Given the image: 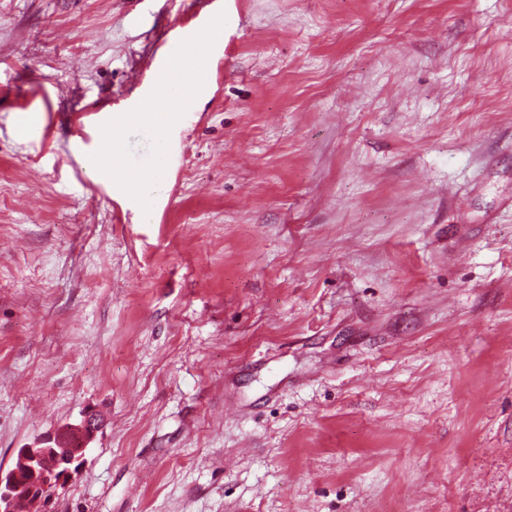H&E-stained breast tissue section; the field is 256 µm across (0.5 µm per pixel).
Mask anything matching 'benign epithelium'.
Returning a JSON list of instances; mask_svg holds the SVG:
<instances>
[{
  "label": "benign epithelium",
  "mask_w": 512,
  "mask_h": 512,
  "mask_svg": "<svg viewBox=\"0 0 512 512\" xmlns=\"http://www.w3.org/2000/svg\"><path fill=\"white\" fill-rule=\"evenodd\" d=\"M100 426L99 418L91 414L79 424L68 426L34 446L19 449L12 468L5 470L0 467V486L7 484L23 490L32 504L40 503L78 470L74 465L75 459L68 453L72 438L79 439L80 447L75 452L80 453Z\"/></svg>",
  "instance_id": "7a95c632"
}]
</instances>
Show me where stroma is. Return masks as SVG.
<instances>
[{
    "label": "stroma",
    "mask_w": 512,
    "mask_h": 512,
    "mask_svg": "<svg viewBox=\"0 0 512 512\" xmlns=\"http://www.w3.org/2000/svg\"><path fill=\"white\" fill-rule=\"evenodd\" d=\"M91 409L47 512H512V0H0V466ZM205 44L204 31L201 30L195 34L190 44L189 69L193 71L210 70L211 57L204 52ZM189 50L184 48L172 53L168 60L169 76L167 81L158 87L155 94L141 104V110L130 111L128 117L131 122H138L141 119L140 112L150 110L155 101H162L170 109L169 117H174V113L181 112L185 101L199 93V87L196 84L197 79L192 78L183 65V58ZM144 109V110H143ZM149 112H155L159 116L158 133L163 135L167 131L166 116L169 113L165 106H156Z\"/></svg>",
    "instance_id": "obj_1"
}]
</instances>
